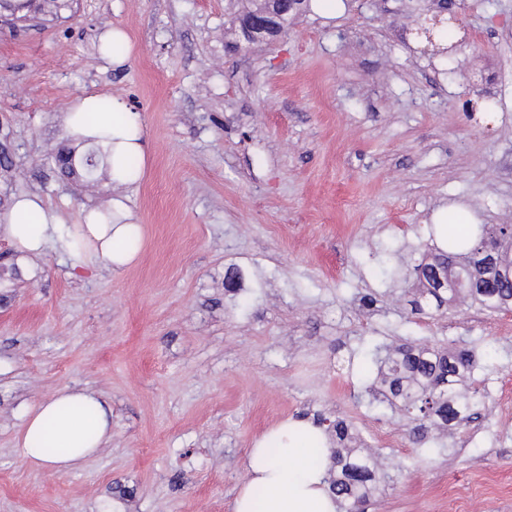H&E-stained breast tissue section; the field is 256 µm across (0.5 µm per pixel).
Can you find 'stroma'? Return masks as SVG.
Instances as JSON below:
<instances>
[{
	"instance_id": "stroma-1",
	"label": "stroma",
	"mask_w": 512,
	"mask_h": 512,
	"mask_svg": "<svg viewBox=\"0 0 512 512\" xmlns=\"http://www.w3.org/2000/svg\"><path fill=\"white\" fill-rule=\"evenodd\" d=\"M424 4L306 9L246 49L243 0H75L0 23L1 210L37 193L68 217L111 193L50 160L83 93L121 97L152 146L124 271L76 277L0 232V512H233L253 441L289 417L350 424L387 476L365 512H457L463 491L468 512H512V311L415 315L391 275L439 245L448 202L512 224V0H466L475 45L450 60L407 45ZM114 26L133 43L118 70L99 40ZM477 71L497 109L472 118ZM461 340L493 352L469 379L480 415L414 444L366 395L364 349ZM62 387L111 401L112 438L79 470L31 469L23 414Z\"/></svg>"
}]
</instances>
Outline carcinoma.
<instances>
[{
	"mask_svg": "<svg viewBox=\"0 0 512 512\" xmlns=\"http://www.w3.org/2000/svg\"><path fill=\"white\" fill-rule=\"evenodd\" d=\"M41 10L52 16H60L70 7V0H40ZM32 8L31 0H0V17L21 20ZM485 242L495 249L506 265L512 266V225L499 224L488 227L478 224L468 236L448 237V248L436 252L427 250L414 268L415 279L403 280L405 292L411 294L412 304L418 312L432 304L436 309L451 306L458 298H467L479 307L490 311L512 310V282L508 275L501 274L496 267L483 265V260L472 255V250ZM465 264L473 267L496 284L484 289L463 285L453 292L439 288L425 270L431 265L446 267L451 273L459 271ZM368 362L378 367V382L404 416L415 422L413 438H426L425 421L451 427L469 420L480 404V398L465 388L476 363L475 351L466 346L450 350L443 347H414L402 345L398 348L371 346L366 351ZM336 447L330 449L331 466L328 483L340 501L344 512H362L367 496L374 488L378 468L369 456H364L347 447L350 429L344 421L333 426Z\"/></svg>",
	"mask_w": 512,
	"mask_h": 512,
	"instance_id": "carcinoma-1",
	"label": "carcinoma"
}]
</instances>
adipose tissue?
I'll return each instance as SVG.
<instances>
[{
	"mask_svg": "<svg viewBox=\"0 0 512 512\" xmlns=\"http://www.w3.org/2000/svg\"><path fill=\"white\" fill-rule=\"evenodd\" d=\"M65 122L72 139L107 144L113 187L143 180L151 146L139 115L123 99L78 97L67 107ZM0 228L25 257L41 256L49 244H57L77 275L100 263L115 270L130 266L145 240L143 225L120 197L113 199L111 215L88 209L69 222L39 194H22L0 213ZM111 437L112 410L102 395L63 387L26 412L16 446L31 467L66 473L80 468ZM270 447L277 448V458H266ZM327 451L323 432L310 422L287 419L271 427L252 444L248 476L233 512H336V499L327 491V466L313 461L314 454ZM258 487L264 490L259 500L253 496Z\"/></svg>",
	"mask_w": 512,
	"mask_h": 512,
	"instance_id": "obj_1",
	"label": "adipose tissue"
}]
</instances>
